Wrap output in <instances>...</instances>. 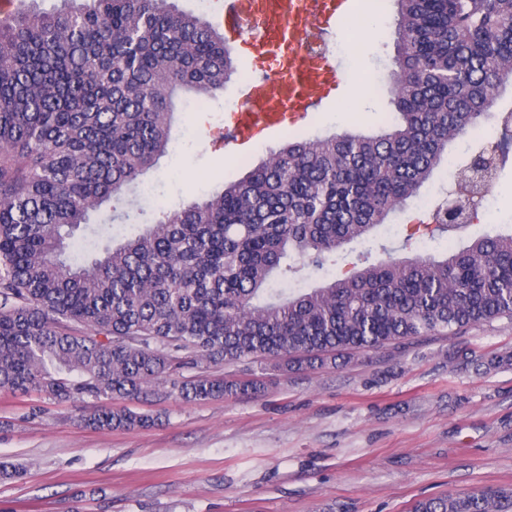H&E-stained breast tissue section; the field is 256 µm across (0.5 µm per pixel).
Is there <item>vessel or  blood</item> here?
<instances>
[{"label": "vessel or blood", "mask_w": 512, "mask_h": 512, "mask_svg": "<svg viewBox=\"0 0 512 512\" xmlns=\"http://www.w3.org/2000/svg\"><path fill=\"white\" fill-rule=\"evenodd\" d=\"M351 12L350 0H226L220 17L226 35H249L262 52L278 44L286 45L288 52L283 75L258 78L247 86L226 144L241 149L253 128L274 133L288 116L303 117L321 107L339 77V64L332 57L310 64L303 39L313 33L319 43H326L329 33L318 28V20L340 19Z\"/></svg>", "instance_id": "vessel-or-blood-1"}]
</instances>
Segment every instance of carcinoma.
Listing matches in <instances>:
<instances>
[{
  "instance_id": "obj_1",
  "label": "carcinoma",
  "mask_w": 512,
  "mask_h": 512,
  "mask_svg": "<svg viewBox=\"0 0 512 512\" xmlns=\"http://www.w3.org/2000/svg\"><path fill=\"white\" fill-rule=\"evenodd\" d=\"M0 20V390L106 400L94 429L156 419L108 400L151 383L185 401L255 393L184 371L246 359L311 367L341 353L512 317V233L439 259L370 261L365 241L415 198L512 85V0H395L391 105L377 133L293 137L102 246L90 215L167 154L176 102L236 74L218 22L169 0H63ZM443 205L402 248L462 233ZM351 275L301 288L306 266ZM414 512H512V495L419 501Z\"/></svg>"
}]
</instances>
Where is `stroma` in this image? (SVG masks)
I'll list each match as a JSON object with an SVG mask.
<instances>
[{"label": "stroma", "mask_w": 512, "mask_h": 512, "mask_svg": "<svg viewBox=\"0 0 512 512\" xmlns=\"http://www.w3.org/2000/svg\"><path fill=\"white\" fill-rule=\"evenodd\" d=\"M378 14L384 31L360 18L333 24L329 49L340 54V86L379 77L395 55L394 0H353ZM238 74L204 109L177 113L174 150L117 207L92 223L118 234L113 211L199 199L218 180H235L288 136L329 135L348 126L372 132L390 123L389 90L367 105L330 97L285 130L260 134L235 159L220 136L242 101L244 81L278 76L285 60L258 54L249 37L229 42ZM419 214L416 200L397 210L373 260L408 258L399 243ZM512 214V145L505 150L491 211L461 238L428 246L442 256L462 241L495 235ZM512 319L470 326L453 336H421L398 347L337 358L321 368L283 371L270 361L213 366L226 380L257 379L260 392L186 402L166 387L128 401L157 417L143 429L96 430L85 420L94 401H57L37 392L0 391V512H411L419 500L487 486L512 491Z\"/></svg>", "instance_id": "stroma-1"}]
</instances>
